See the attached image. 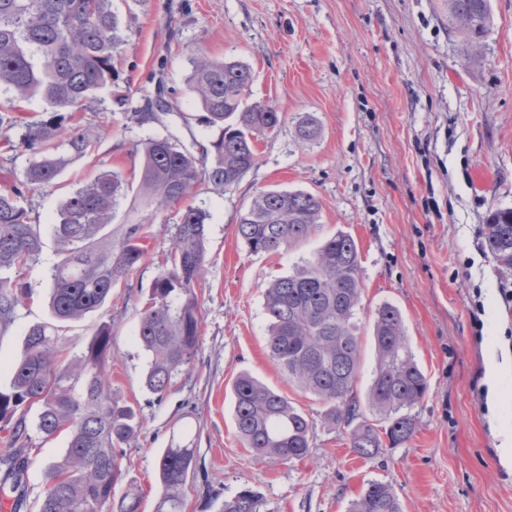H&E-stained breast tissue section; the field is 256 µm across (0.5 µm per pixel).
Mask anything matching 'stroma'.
Listing matches in <instances>:
<instances>
[{"mask_svg":"<svg viewBox=\"0 0 512 512\" xmlns=\"http://www.w3.org/2000/svg\"><path fill=\"white\" fill-rule=\"evenodd\" d=\"M489 4L485 50L473 59L449 21L448 0H112L128 41L114 57L111 86L87 102L92 152L73 159L51 187L35 188L24 182L29 152L0 147V188L21 187L43 238L38 261L20 277L31 295L0 326V385L9 384L30 325L52 319L49 271L59 255L51 224L61 203L105 169L137 181L136 146L148 135L166 129L184 143H207L211 133L187 86L189 60H238L252 71L248 102L275 106L283 120L236 185H203L192 198L210 214L192 365L156 396L144 385L148 357L136 339L175 232L174 205L152 224L146 258L105 305L58 332L73 356L101 323L112 326L109 392L141 421L115 494L135 484L143 512H153L157 456L178 441L196 450L186 512H221L225 497L244 487L259 494L260 512H347L370 479L390 484L405 512H512V467L501 462L499 436L512 428V304L500 294L512 267L491 252L487 229L491 212L512 209V0ZM161 75L182 110L139 125L116 100L146 106ZM306 116L320 130L309 144L296 134ZM269 190L309 192L321 204L311 236L277 256L250 252L237 234L240 213ZM339 231L355 238L361 257L358 398L371 382L369 336L385 301L400 308L428 380L411 410L414 436L372 460L353 451L349 428L325 421L321 401L289 385L267 351L266 284L292 274ZM492 354L507 363L494 407L477 396ZM244 372L314 418L308 459L261 462L242 446L232 385ZM67 444L64 432L32 434L21 512H38L45 467Z\"/></svg>","mask_w":512,"mask_h":512,"instance_id":"35a3bbf8","label":"stroma"}]
</instances>
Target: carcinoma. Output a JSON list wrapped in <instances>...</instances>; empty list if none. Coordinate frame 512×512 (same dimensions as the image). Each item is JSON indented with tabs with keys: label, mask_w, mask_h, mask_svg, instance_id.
Instances as JSON below:
<instances>
[{
	"label": "carcinoma",
	"mask_w": 512,
	"mask_h": 512,
	"mask_svg": "<svg viewBox=\"0 0 512 512\" xmlns=\"http://www.w3.org/2000/svg\"><path fill=\"white\" fill-rule=\"evenodd\" d=\"M448 13L466 33L470 53L479 56L490 23L489 0H448ZM126 42L112 0H0V91L26 101L34 97L74 121L60 137L53 123L27 125L14 143L7 132L16 121L0 116L5 142L15 149L40 145L28 162L26 184L46 188L64 167L85 155L93 141L81 127L85 102L112 82L114 53ZM188 76L203 123L213 132L196 154L172 135L155 134L137 145L142 158L136 199L146 214L123 224L112 236L115 210L132 183L105 170L69 196L54 218L61 256L50 274L49 308L58 322L79 320L99 310L112 288L145 258L157 215L182 204L165 260L153 281L138 330L149 354L146 388L164 395L193 363L201 316L195 286L206 272V210L188 202L201 184L218 191L235 185L256 162L258 142L274 133L281 115L271 105L246 103L250 69L233 60L205 55L190 59ZM18 188L0 192V270L21 271L42 251L40 225L31 224ZM321 215L317 198L303 191H268L239 215L237 234L251 252L278 254L306 240ZM488 241L498 261L512 267V209L494 211ZM360 252L356 240L338 232L294 274L269 283L264 308L269 320V357L288 382L326 405L324 418L352 427L351 448L371 458L384 447L410 440L416 429L409 413L428 383L409 347L401 311L390 303L377 308L371 331L375 354L367 404L379 425L365 420L353 393L361 364L356 322L360 305ZM29 296L26 286L0 276V320L9 321ZM112 334L100 324L87 349L73 358L58 345L55 325L29 327L13 365L9 387L0 388V428L11 432L0 448V481L18 486L27 467V415L37 408L36 430L52 437L69 430L60 459L46 468L38 512H141L142 495L130 484L113 502L121 475L120 446L137 437L135 410L110 397L105 367L112 358ZM237 436L260 461L291 462L310 455L313 418L283 394L248 373L234 388ZM159 499L155 512H185V487L195 467V449L166 448L157 458ZM223 512H260L251 489L224 500ZM349 512H403L392 488L368 481Z\"/></svg>",
	"instance_id": "1"
}]
</instances>
